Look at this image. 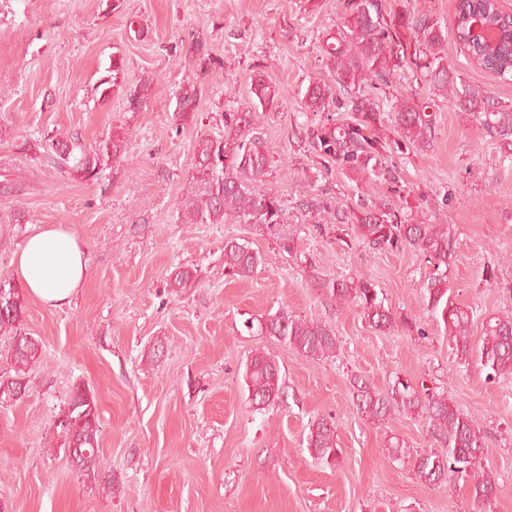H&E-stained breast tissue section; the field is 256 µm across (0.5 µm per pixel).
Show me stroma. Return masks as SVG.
Masks as SVG:
<instances>
[{
    "mask_svg": "<svg viewBox=\"0 0 512 512\" xmlns=\"http://www.w3.org/2000/svg\"><path fill=\"white\" fill-rule=\"evenodd\" d=\"M345 0H0V171L18 193L0 194V279L18 285L15 251L39 228H68L86 250L87 279L69 304L25 299L23 328L43 360L28 391L0 404V512H512V379H486L448 351L420 291L430 272L413 248L378 251L353 225L320 224L335 204L359 211L392 202L412 222L448 225L455 261L448 271L457 303L474 311L471 334L512 312V159L475 119L441 101L430 148H395V181L353 179L305 138L317 115L301 107L310 82L331 85L321 47L338 34ZM202 42L213 59L191 58ZM448 61L471 85L512 100V80L468 65L455 39ZM127 62L123 87L101 97L112 53ZM281 90L260 106L255 76ZM152 78L145 106L126 95ZM195 87L197 110L173 120L180 88ZM384 114L381 137L396 140L393 101L427 96L419 72H398L367 88ZM253 111L271 150L254 187L284 205L292 252L258 224H187L179 201L197 192L193 152L224 133V115ZM126 136L125 154L101 181L80 182L47 165L23 141L79 136L85 145ZM266 256L244 280L224 275V243ZM178 267L195 269L190 287L170 292ZM363 276L397 319L372 329L356 303L337 306L327 285ZM284 310L329 325L335 357L309 359L253 324ZM423 324L418 337L404 328ZM164 352L151 357L155 343ZM278 360L284 399L256 410L244 372L255 351ZM377 387L400 377L447 391L480 424L482 467L498 477L497 498L480 509L466 481L437 487L410 464L390 462V438L412 452L437 444L423 421L380 424L358 414L352 382ZM91 390L100 418L104 492L67 461L58 419L74 387ZM333 416L343 455L314 459L312 423Z\"/></svg>",
    "mask_w": 512,
    "mask_h": 512,
    "instance_id": "obj_1",
    "label": "stroma"
}]
</instances>
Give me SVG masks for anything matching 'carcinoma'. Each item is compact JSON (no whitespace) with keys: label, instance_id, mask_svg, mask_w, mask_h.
<instances>
[{"label":"carcinoma","instance_id":"carcinoma-1","mask_svg":"<svg viewBox=\"0 0 512 512\" xmlns=\"http://www.w3.org/2000/svg\"><path fill=\"white\" fill-rule=\"evenodd\" d=\"M342 36L326 42L323 54L327 67L334 74L343 92L345 106L351 116L348 122L336 124L332 117L306 130V139L320 155L335 161L348 173L357 176L383 177L396 182L384 156L388 152L385 139L377 135L381 122L376 101L361 92L362 86L387 84L407 67L424 73L436 94L445 96L457 110L464 112L497 141L506 157L512 158V104L468 84L459 72L448 64L444 43L448 33L428 15L415 16L409 11L385 10L383 0H348ZM455 38L470 65L494 73L502 79L512 78V15L503 12L493 0H457ZM480 14L498 31V38L488 48H478L467 42L472 18ZM411 29L417 33L414 51L400 39L399 31ZM109 75L103 81L101 96L121 86L125 81L126 62L112 55ZM151 89L145 81L130 92L127 102L136 111L146 102ZM253 94L266 106L278 100L279 90L269 82L257 79ZM329 87L312 82L302 98L306 111L328 110ZM197 109V92L181 88L177 94L173 118H189ZM394 128L398 144L406 148H427L435 134L436 121L427 107L411 97L396 102ZM43 149L46 162L66 169L68 175L80 181L97 182L110 167V160L125 148V137L114 133L98 146L88 149L71 137L50 144L36 143ZM270 149L263 134L253 126V113L227 112L224 115V136L203 138L194 152V178L203 190L180 202L188 224H261L266 233L280 243V248L292 251V240L284 237V209L274 193L253 190L250 183L268 173ZM351 220L363 242L380 249L400 250L406 247L421 252L432 267L424 284L422 298L426 308L441 321L448 332V346L458 364L473 363L487 370L489 378H512V315L493 316L483 324L479 342L470 334L473 312L455 302L448 283V269L454 261V242L446 224H418L406 219L398 210L384 206H364L357 212L336 208V220ZM266 258L235 240L224 243V273L231 278L251 277ZM193 275L189 269L173 271L167 285L177 292L188 287ZM337 305L356 302L362 308L368 324L380 331L391 329L396 322L391 310L379 298L372 280H338L329 288ZM24 302L21 293L0 283V332L11 335L8 358L10 372L0 376V403L17 401L27 390L28 371L41 358L39 341L22 331ZM261 332L273 336L304 357L327 359L340 348L339 338L326 324L306 320L286 311L269 314L259 324ZM244 381L249 399L263 409L284 397L280 383V365L269 354L258 351L246 364ZM353 403L359 414L377 423H386L404 415L424 420L431 431L439 452L411 457L400 441L386 448L388 459L405 462L413 459L416 475L430 485L441 486L448 476L470 483L475 502L487 505L496 499L498 480L484 470L480 460L486 448L480 425L460 410L445 392L420 391L415 385L400 379L379 389L364 379L354 380ZM63 446H75L83 451L77 468L84 476L101 481L112 488V475L102 472L99 440L100 424L96 400L91 391L80 386L73 389L63 411ZM308 448L315 458L327 463L339 462L342 449L336 439V420L328 416L313 423L308 435Z\"/></svg>","mask_w":512,"mask_h":512}]
</instances>
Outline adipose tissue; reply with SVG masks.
Wrapping results in <instances>:
<instances>
[{"instance_id": "ef3b65f1", "label": "adipose tissue", "mask_w": 512, "mask_h": 512, "mask_svg": "<svg viewBox=\"0 0 512 512\" xmlns=\"http://www.w3.org/2000/svg\"><path fill=\"white\" fill-rule=\"evenodd\" d=\"M13 265L28 293L50 307L69 303L87 277L83 246L55 226L33 234L15 253Z\"/></svg>"}]
</instances>
